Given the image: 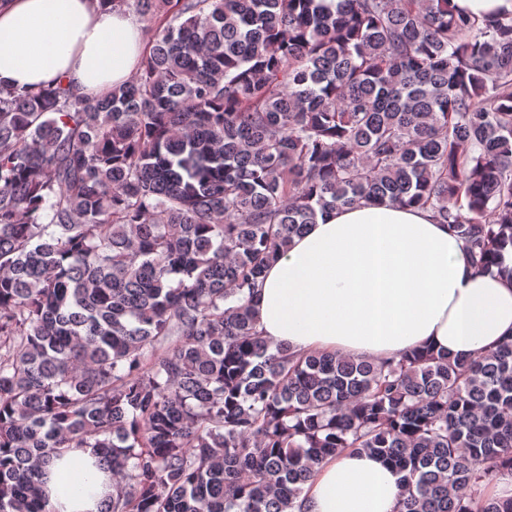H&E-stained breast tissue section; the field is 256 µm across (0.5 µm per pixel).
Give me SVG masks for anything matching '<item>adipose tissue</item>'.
Segmentation results:
<instances>
[{
    "instance_id": "1",
    "label": "adipose tissue",
    "mask_w": 512,
    "mask_h": 512,
    "mask_svg": "<svg viewBox=\"0 0 512 512\" xmlns=\"http://www.w3.org/2000/svg\"><path fill=\"white\" fill-rule=\"evenodd\" d=\"M145 50L142 24L100 0H0V88L69 84L94 97L129 80ZM257 328L273 344L385 359L431 347L476 357L512 335V280L478 270L464 242L429 211L359 204L318 217L262 276ZM112 478L91 448L55 459L50 512H98ZM401 475L346 451L305 484L297 512H396Z\"/></svg>"
}]
</instances>
